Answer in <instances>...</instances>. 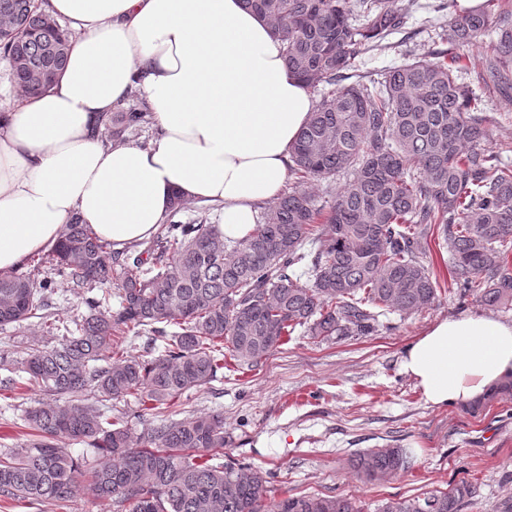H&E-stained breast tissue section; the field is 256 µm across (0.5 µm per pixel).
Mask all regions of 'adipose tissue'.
<instances>
[{"mask_svg":"<svg viewBox=\"0 0 512 512\" xmlns=\"http://www.w3.org/2000/svg\"><path fill=\"white\" fill-rule=\"evenodd\" d=\"M76 32L59 81L0 113V271L54 245L73 216L117 247L151 237L175 197L219 204L246 237L288 178L315 101L281 42L242 0H47ZM156 136L106 144L132 85ZM401 370L427 403H469L512 379V322L440 319Z\"/></svg>","mask_w":512,"mask_h":512,"instance_id":"adipose-tissue-1","label":"adipose tissue"}]
</instances>
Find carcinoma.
<instances>
[{"mask_svg": "<svg viewBox=\"0 0 512 512\" xmlns=\"http://www.w3.org/2000/svg\"><path fill=\"white\" fill-rule=\"evenodd\" d=\"M0 9V57L17 94L47 91L61 77L73 41L57 18L29 0ZM282 43L306 88L328 87L292 147L293 183L264 209L251 233L226 240L215 224H162L144 259L100 239L75 216L29 272H0V329L43 313L62 277L85 295L89 313L58 345L17 362L6 390L39 392L24 410L30 438L0 452V498L30 505L70 501L84 485L131 512H363L345 496L300 494L265 502L269 472L226 462L221 415L173 420L168 405L209 383L224 355L247 365L299 332L317 343L372 336L380 317L430 306L437 279L420 262L421 242L439 232L451 285L502 312L512 310V165L480 148L487 137L483 94L459 82L456 59L414 58L378 77L356 59L401 29L415 3L400 0H244ZM448 13L443 39L460 49L484 43L467 70L488 91L512 97V11L484 0ZM41 43L25 46L21 21ZM148 102L112 113L113 141L149 123ZM346 176L321 200L306 185ZM331 225V233L320 225ZM305 267L302 273L296 269ZM47 275L38 278L40 270ZM118 306L112 307L110 300ZM147 338L151 359L124 355ZM65 397L68 406L58 404ZM134 398L144 427L132 432L114 400ZM87 445L78 461L59 437ZM358 476L383 481L409 470L406 450L385 445L351 460ZM461 481L446 491L388 501L377 512H461L474 497Z\"/></svg>", "mask_w": 512, "mask_h": 512, "instance_id": "obj_1", "label": "carcinoma"}]
</instances>
